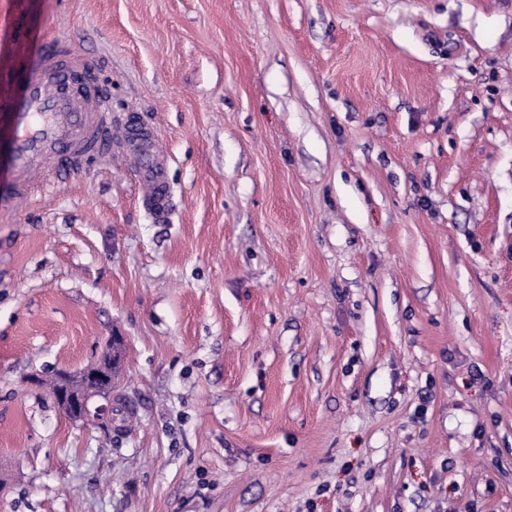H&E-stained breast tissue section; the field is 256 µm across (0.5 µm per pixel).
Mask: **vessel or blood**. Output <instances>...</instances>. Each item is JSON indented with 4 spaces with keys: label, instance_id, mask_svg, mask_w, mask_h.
<instances>
[{
    "label": "vessel or blood",
    "instance_id": "obj_1",
    "mask_svg": "<svg viewBox=\"0 0 512 512\" xmlns=\"http://www.w3.org/2000/svg\"><path fill=\"white\" fill-rule=\"evenodd\" d=\"M83 60L70 58L66 42L49 38L39 58L28 69L20 107L8 115L11 167L15 180L13 204L27 203L44 185L43 164L50 154L80 153L110 138L105 116L91 97L69 90L70 79L84 75ZM136 164L138 180L155 216L168 207V184L153 133L125 131Z\"/></svg>",
    "mask_w": 512,
    "mask_h": 512
}]
</instances>
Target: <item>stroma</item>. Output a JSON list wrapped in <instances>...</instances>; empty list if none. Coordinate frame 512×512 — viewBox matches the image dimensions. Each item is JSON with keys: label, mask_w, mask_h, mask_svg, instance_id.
Instances as JSON below:
<instances>
[{"label": "stroma", "mask_w": 512, "mask_h": 512, "mask_svg": "<svg viewBox=\"0 0 512 512\" xmlns=\"http://www.w3.org/2000/svg\"><path fill=\"white\" fill-rule=\"evenodd\" d=\"M51 29L172 212L117 144L0 209V512H512V0H0V98ZM124 139L133 152L141 189L155 216L164 217L168 207V184L159 159L155 136L139 129L126 130Z\"/></svg>", "instance_id": "1"}]
</instances>
